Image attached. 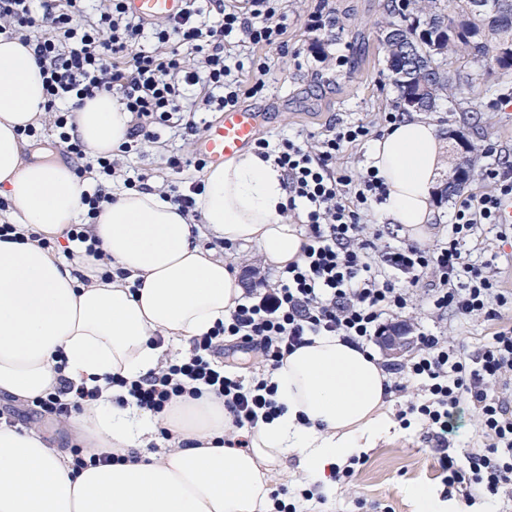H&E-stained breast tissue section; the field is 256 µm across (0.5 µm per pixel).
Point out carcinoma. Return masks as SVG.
I'll return each mask as SVG.
<instances>
[{"label":"carcinoma","instance_id":"obj_1","mask_svg":"<svg viewBox=\"0 0 512 512\" xmlns=\"http://www.w3.org/2000/svg\"><path fill=\"white\" fill-rule=\"evenodd\" d=\"M392 13L387 34V63L405 110L430 111L450 88L451 76L441 61L449 53L477 62L491 60L512 70V0H404Z\"/></svg>","mask_w":512,"mask_h":512}]
</instances>
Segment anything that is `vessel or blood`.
<instances>
[{"label":"vessel or blood","mask_w":512,"mask_h":512,"mask_svg":"<svg viewBox=\"0 0 512 512\" xmlns=\"http://www.w3.org/2000/svg\"><path fill=\"white\" fill-rule=\"evenodd\" d=\"M126 8L143 22L172 20L181 14L184 0H126ZM259 115L246 107L224 110L200 142L198 154L209 164H220L255 143Z\"/></svg>","instance_id":"vessel-or-blood-1"}]
</instances>
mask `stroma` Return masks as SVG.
I'll return each instance as SVG.
<instances>
[{
  "label": "stroma",
  "mask_w": 512,
  "mask_h": 512,
  "mask_svg": "<svg viewBox=\"0 0 512 512\" xmlns=\"http://www.w3.org/2000/svg\"><path fill=\"white\" fill-rule=\"evenodd\" d=\"M385 4L386 0H288L286 48L242 49V57L255 56L266 63L265 89L248 100L261 114L263 135L303 139L335 124L369 123L380 113L399 111V92L380 42L379 27L389 20ZM322 6L332 24L328 31H311L309 15ZM448 65L457 81L427 114L446 137L436 191V241L446 237L460 203L484 188L486 168H512V72L490 73L483 64L459 55L449 56ZM158 134V143L127 157L123 168L131 174H150L152 183L166 186L172 179L167 157L196 153L201 138H185L165 126ZM459 134L464 144L456 143ZM461 160L469 163L471 177L460 189L449 190V170ZM201 243L237 270L243 287H256L248 273L258 263L255 246L227 245L208 236ZM428 289L424 280L414 286L413 307L398 318L412 333H441L473 353L495 332L498 323L483 317L432 312ZM438 445L421 425L397 428L394 436L367 449L352 477L338 482L322 507L327 512H414L408 489L423 483L460 504L461 512H512L510 501L479 497L469 505L459 489L448 488L438 475Z\"/></svg>",
  "instance_id": "35a3bbf8"
}]
</instances>
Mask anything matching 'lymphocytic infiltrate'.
I'll return each instance as SVG.
<instances>
[{
  "label": "lymphocytic infiltrate",
  "instance_id": "lymphocytic-infiltrate-1",
  "mask_svg": "<svg viewBox=\"0 0 512 512\" xmlns=\"http://www.w3.org/2000/svg\"><path fill=\"white\" fill-rule=\"evenodd\" d=\"M85 2L0 0V34L33 51L47 96L45 109L53 116L59 141L82 161L77 175L98 174L93 188L82 194L85 215L92 220L112 200L105 184L118 174L119 158L90 156L75 133V112L96 95H118L134 118L119 157L157 142V126L173 120L185 135H197L200 128L193 115L182 113L180 100L201 83L205 106L220 112L261 93L263 81L232 77V69L244 64L232 62L226 42L237 34L245 44L284 48L287 15L283 0H219L218 20L206 22L199 0H187L180 18L149 28L127 12L123 0H104L92 16ZM147 30L154 44L142 50L138 43ZM190 55L196 56V64L187 63ZM370 134V127L358 122L300 141L258 139V155L274 159L284 170L288 214L306 230L301 261L288 264L275 287L249 295L213 330L193 337L180 359L137 380L112 376L108 382L120 389L118 404L154 414L174 398L208 392L223 399L236 427H252L283 411L270 377L288 353L323 333L359 346L372 341L384 334L387 318L408 309L411 285L427 278L432 309L482 316L496 321L498 328L471 355L449 344L447 337L419 333L418 352L400 372L421 382L425 397L397 417L404 426L418 419L441 438L454 431L461 405L471 404L489 445L469 452L464 466L455 455L440 453L442 480L462 488L469 502L479 494L511 495L512 397L491 395L489 386L512 378V325L500 321L503 310L512 309V291L499 287L489 265L472 260L471 248L484 245L483 225L498 223L501 199L512 196V171L486 170L488 189L458 207L446 238L428 247L390 249L377 267L373 253L382 232L371 229L364 218L372 203L385 198V182L373 170L354 178L336 166L345 147ZM390 269L406 274L408 286H396L386 275ZM228 344L251 355V378H242L225 361ZM99 395V388L62 376L53 392L35 400L30 414L63 423Z\"/></svg>",
  "mask_w": 512,
  "mask_h": 512
}]
</instances>
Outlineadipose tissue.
<instances>
[{"instance_id":"ef3b65f1","label":"adipose tissue","mask_w":512,"mask_h":512,"mask_svg":"<svg viewBox=\"0 0 512 512\" xmlns=\"http://www.w3.org/2000/svg\"><path fill=\"white\" fill-rule=\"evenodd\" d=\"M40 68L30 49L0 36V197L20 238L0 241V395L30 404L58 375L100 387L65 426L87 456L112 463L77 471L54 428L0 423V512H270L275 481L297 456L307 486L329 495L334 467L389 436V378L367 348L322 334L288 354L272 380L284 411L258 421L246 450L224 402L177 398L161 414L119 405L106 376L136 380L158 369L170 346L210 332L243 300L235 271L199 243L209 233L250 244L284 269L306 242L283 215L282 172L242 151L207 168L198 216L182 215L160 187L116 190L90 225L103 260H63L35 235L58 241L83 211L82 186L67 164L29 162L18 128L47 115ZM80 139L109 157L126 141L132 115L110 95L75 113ZM445 143L430 120L412 116L374 140L367 165L382 176L380 208L409 239L432 234L433 190ZM95 268L91 283L74 275ZM112 280H101L104 271ZM162 337L156 345L154 337Z\"/></svg>"}]
</instances>
